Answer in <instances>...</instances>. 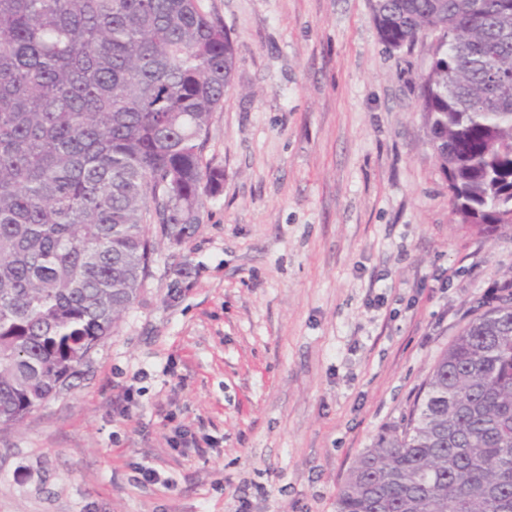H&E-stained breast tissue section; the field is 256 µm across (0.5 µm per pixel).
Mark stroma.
Masks as SVG:
<instances>
[{
    "instance_id": "stroma-1",
    "label": "stroma",
    "mask_w": 512,
    "mask_h": 512,
    "mask_svg": "<svg viewBox=\"0 0 512 512\" xmlns=\"http://www.w3.org/2000/svg\"><path fill=\"white\" fill-rule=\"evenodd\" d=\"M201 4L237 48L203 152L224 190L181 239L151 225L116 332L0 428V512H336L512 276V228L451 219L418 110L434 33L390 51L370 0Z\"/></svg>"
}]
</instances>
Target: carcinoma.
Returning a JSON list of instances; mask_svg holds the SVG:
<instances>
[{"instance_id":"1","label":"carcinoma","mask_w":512,"mask_h":512,"mask_svg":"<svg viewBox=\"0 0 512 512\" xmlns=\"http://www.w3.org/2000/svg\"><path fill=\"white\" fill-rule=\"evenodd\" d=\"M385 43L441 38L420 76L453 220L512 227V0H372ZM236 48L201 0H0V426L58 393L135 303L154 245L201 223ZM441 352L336 512H512V277Z\"/></svg>"}]
</instances>
